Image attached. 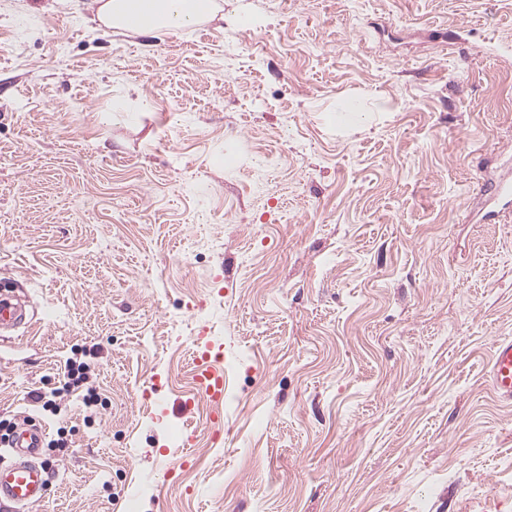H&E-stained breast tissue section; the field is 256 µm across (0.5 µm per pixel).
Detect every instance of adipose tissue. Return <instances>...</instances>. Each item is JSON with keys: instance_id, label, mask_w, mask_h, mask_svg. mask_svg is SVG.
I'll return each mask as SVG.
<instances>
[{"instance_id": "ef3b65f1", "label": "adipose tissue", "mask_w": 512, "mask_h": 512, "mask_svg": "<svg viewBox=\"0 0 512 512\" xmlns=\"http://www.w3.org/2000/svg\"><path fill=\"white\" fill-rule=\"evenodd\" d=\"M97 18L104 27L128 34H166L211 16L215 0H96Z\"/></svg>"}]
</instances>
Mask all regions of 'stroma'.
I'll return each instance as SVG.
<instances>
[{
	"label": "stroma",
	"instance_id": "obj_1",
	"mask_svg": "<svg viewBox=\"0 0 512 512\" xmlns=\"http://www.w3.org/2000/svg\"><path fill=\"white\" fill-rule=\"evenodd\" d=\"M218 2L158 38L0 0V279L29 301L0 424L45 430L31 512H512V220L484 219L512 0ZM196 350L222 405L184 406ZM490 377L496 395L504 400H512V339L500 340L494 347Z\"/></svg>",
	"mask_w": 512,
	"mask_h": 512
}]
</instances>
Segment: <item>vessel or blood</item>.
Instances as JSON below:
<instances>
[{
  "label": "vessel or blood",
  "instance_id": "vessel-or-blood-1",
  "mask_svg": "<svg viewBox=\"0 0 512 512\" xmlns=\"http://www.w3.org/2000/svg\"><path fill=\"white\" fill-rule=\"evenodd\" d=\"M490 208L485 214L489 222H496L502 210L512 207V180L496 182L495 192L489 198ZM24 318L21 304L0 298V331L11 330ZM194 382L199 398L220 403L224 400V371L211 364L207 358H196ZM490 377L496 395L505 401L512 400V339L500 340L492 354ZM43 429L23 424L15 429L8 441L15 459L0 465V500H6L18 508L43 501L46 487V471L40 463Z\"/></svg>",
  "mask_w": 512,
  "mask_h": 512
}]
</instances>
